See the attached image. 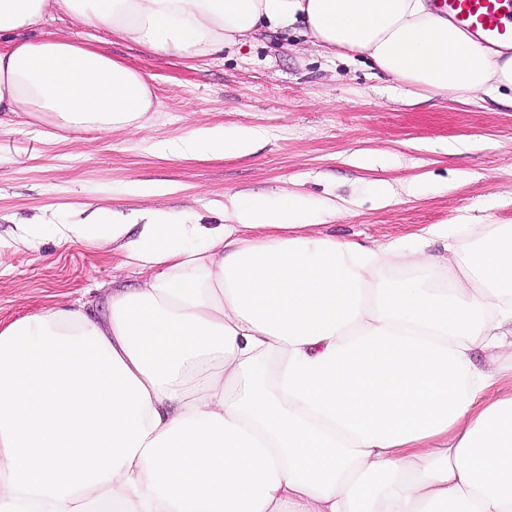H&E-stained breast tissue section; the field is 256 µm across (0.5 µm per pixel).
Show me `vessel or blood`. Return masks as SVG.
<instances>
[{
	"label": "vessel or blood",
	"mask_w": 512,
	"mask_h": 512,
	"mask_svg": "<svg viewBox=\"0 0 512 512\" xmlns=\"http://www.w3.org/2000/svg\"><path fill=\"white\" fill-rule=\"evenodd\" d=\"M437 6L480 43L512 44V0H437Z\"/></svg>",
	"instance_id": "1"
}]
</instances>
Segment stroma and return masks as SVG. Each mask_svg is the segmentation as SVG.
Wrapping results in <instances>:
<instances>
[{
    "instance_id": "stroma-1",
    "label": "stroma",
    "mask_w": 512,
    "mask_h": 512,
    "mask_svg": "<svg viewBox=\"0 0 512 512\" xmlns=\"http://www.w3.org/2000/svg\"><path fill=\"white\" fill-rule=\"evenodd\" d=\"M44 31L107 49L152 78L156 110L149 129L62 133L14 115L0 117V330L78 299L105 313L112 285L136 286L146 270L108 246L53 232L84 207L131 212L163 207L220 223L228 196L283 189L335 203L321 230L389 242L427 224L512 221V97L475 92L468 99L409 93L361 59L324 54L290 31L266 33L223 56L187 66L147 56L103 29L64 14ZM255 129L245 157H175L160 144L192 128ZM417 193H409L410 182ZM389 183L390 204L376 189ZM141 184L165 195H137ZM47 230L35 247L17 244L20 224Z\"/></svg>"
}]
</instances>
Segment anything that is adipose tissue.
I'll use <instances>...</instances> for the list:
<instances>
[{"label": "adipose tissue", "instance_id": "adipose-tissue-1", "mask_svg": "<svg viewBox=\"0 0 512 512\" xmlns=\"http://www.w3.org/2000/svg\"><path fill=\"white\" fill-rule=\"evenodd\" d=\"M193 60L301 23L412 90H512L434 0H0V112L140 131L145 72L52 12ZM213 125L176 156H243ZM228 224L99 207L65 238L150 269L106 316L0 331V512H512V224H430L386 245L315 232L300 195L232 199ZM440 253H433V245ZM485 362L476 365L477 352Z\"/></svg>", "mask_w": 512, "mask_h": 512}]
</instances>
